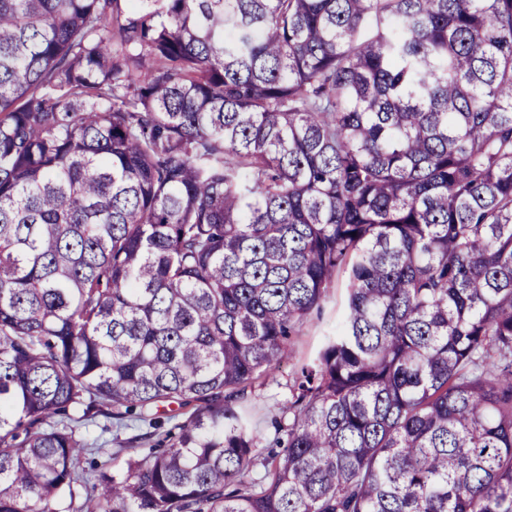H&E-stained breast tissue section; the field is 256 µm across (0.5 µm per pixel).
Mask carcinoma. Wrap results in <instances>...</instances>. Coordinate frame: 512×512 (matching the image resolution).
Wrapping results in <instances>:
<instances>
[{
    "label": "carcinoma",
    "instance_id": "1",
    "mask_svg": "<svg viewBox=\"0 0 512 512\" xmlns=\"http://www.w3.org/2000/svg\"><path fill=\"white\" fill-rule=\"evenodd\" d=\"M64 501L512 512V0H0V512ZM346 295L345 279H335L328 289L322 309L312 315L295 337L293 358L284 362L278 370L258 378L240 403L241 410L249 413L262 432L261 446H265L274 435L272 422L275 419L286 422L288 419V385L294 373L301 365L315 361L336 334V325L345 310ZM98 424L90 423L86 427V437L89 442H92L95 439H102L109 441V447L112 448V472H121L126 469L127 461L136 455V452H139L144 447H132L137 446L138 444H130L128 443L129 439L140 433V428L145 430V426H135V427H116V425H112V429L110 432L102 433L101 426L103 425V420L98 421ZM136 448V449H132Z\"/></svg>",
    "mask_w": 512,
    "mask_h": 512
}]
</instances>
